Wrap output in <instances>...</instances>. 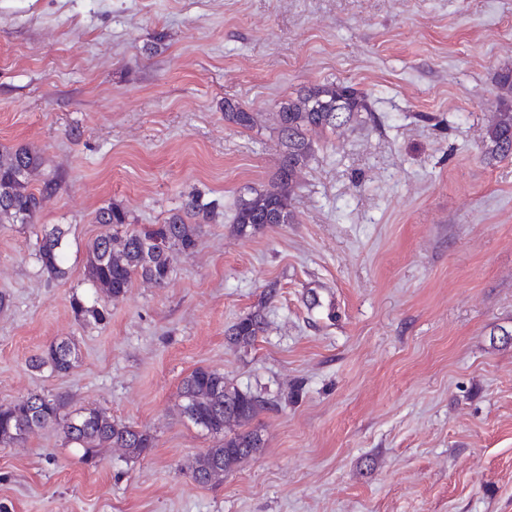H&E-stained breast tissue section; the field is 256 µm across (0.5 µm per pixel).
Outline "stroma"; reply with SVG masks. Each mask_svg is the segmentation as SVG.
Returning a JSON list of instances; mask_svg holds the SVG:
<instances>
[{"label":"stroma","mask_w":512,"mask_h":512,"mask_svg":"<svg viewBox=\"0 0 512 512\" xmlns=\"http://www.w3.org/2000/svg\"><path fill=\"white\" fill-rule=\"evenodd\" d=\"M506 67L512 0H0V147L58 185L37 223L0 224V405L41 390L154 437L137 458L57 427L0 447V512H512V157L483 142ZM327 81L371 113L319 138L292 223L235 234L239 197L277 183L279 103ZM192 198L215 216L164 287L91 288L99 208L138 228ZM56 224L61 279L35 258ZM63 339L75 367L30 368ZM199 366L271 401L262 451L215 485L177 411ZM262 325V316L259 312L240 318L230 329V343L238 347L252 345L262 331Z\"/></svg>","instance_id":"1"}]
</instances>
